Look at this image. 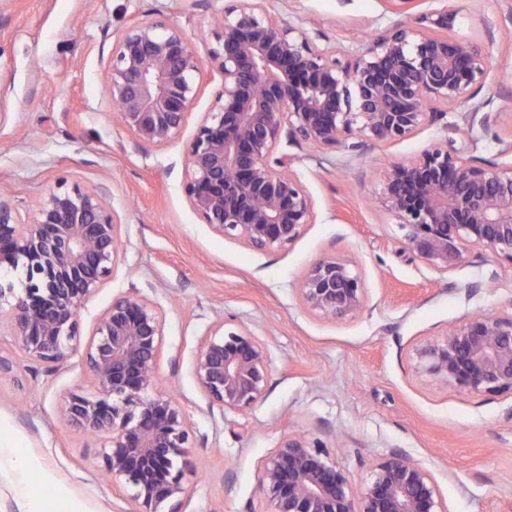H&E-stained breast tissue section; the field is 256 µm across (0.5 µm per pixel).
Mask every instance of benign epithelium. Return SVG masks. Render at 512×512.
Wrapping results in <instances>:
<instances>
[{"instance_id": "1", "label": "benign epithelium", "mask_w": 512, "mask_h": 512, "mask_svg": "<svg viewBox=\"0 0 512 512\" xmlns=\"http://www.w3.org/2000/svg\"><path fill=\"white\" fill-rule=\"evenodd\" d=\"M265 2L225 10L214 30L209 59L223 81L216 109L187 146L184 186L205 223L257 249L293 243L314 220L313 201L293 171L296 158L274 156L282 137L322 149L403 140L440 115L438 103L470 102L476 117L486 75L478 48L448 34L454 15L446 10L400 22L342 62L307 30L272 18ZM203 66L178 27L131 23L108 71L120 123L145 144L178 135ZM379 200L405 245L435 270L455 268L469 245L512 262V164L474 163L454 142H437L391 165ZM119 239L100 187L69 189L61 181L23 223L0 194V273L24 274L19 294L13 282L0 281V307L9 306L25 355L62 364L73 354L79 310L112 276ZM303 294L332 319L354 316L364 303L344 256L318 260ZM163 336L155 304L136 294L114 300L85 348L97 394L74 392L65 406L73 425L111 436L105 471L130 489L138 512H179L185 493L177 461L187 455L186 415L172 398L148 396ZM419 356L460 388L512 395V316L472 315ZM193 373L212 401L243 411L265 392L268 354L249 333L217 329ZM259 488L267 512H444L432 475L405 452L374 462L356 493L329 452L305 437L276 450Z\"/></svg>"}]
</instances>
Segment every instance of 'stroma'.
<instances>
[{"mask_svg": "<svg viewBox=\"0 0 512 512\" xmlns=\"http://www.w3.org/2000/svg\"><path fill=\"white\" fill-rule=\"evenodd\" d=\"M232 0H0V186L28 219L58 182L100 186L121 226L111 278L81 308L88 342L112 302L136 293L164 317L157 390L190 425L182 512H266L259 479L288 438L327 448L354 488L373 460L401 450L433 476L447 512H506L512 505V396L464 391L430 373L421 349L475 314H512V262L468 247L447 272L403 244L376 198L386 169L451 138L463 156L499 164L512 141V0H415L410 12L446 9L453 35L486 63L479 100L495 117L462 137L469 107L406 139L324 150L281 142L314 203L292 244L257 249L216 232L191 209L186 150L222 77L204 65L179 135L139 143L118 124L105 89L112 49L131 21L180 28L201 56L215 48L213 22ZM272 16L307 29L344 59L398 19L389 0H269ZM349 256L364 288L353 318L332 320L305 303L319 259ZM245 331L268 351L269 382L250 409L212 403L193 375L216 322ZM0 512H136L104 470L101 437L78 432L62 408L71 392L94 393L82 354L54 368L23 355L0 320Z\"/></svg>", "mask_w": 512, "mask_h": 512, "instance_id": "1", "label": "stroma"}]
</instances>
